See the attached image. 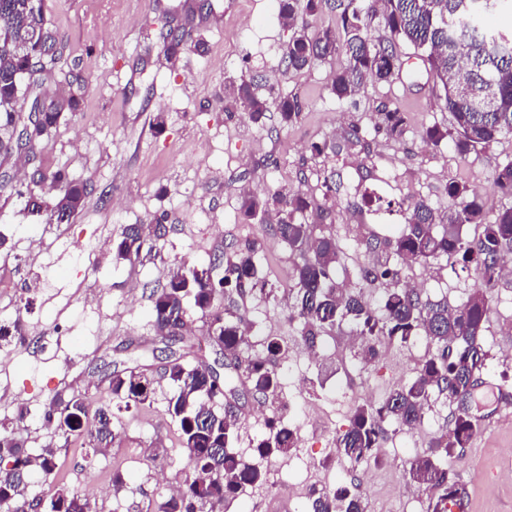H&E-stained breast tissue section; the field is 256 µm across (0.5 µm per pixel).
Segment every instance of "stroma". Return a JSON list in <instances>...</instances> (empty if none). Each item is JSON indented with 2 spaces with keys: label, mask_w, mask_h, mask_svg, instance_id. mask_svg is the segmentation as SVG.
<instances>
[{
  "label": "stroma",
  "mask_w": 512,
  "mask_h": 512,
  "mask_svg": "<svg viewBox=\"0 0 512 512\" xmlns=\"http://www.w3.org/2000/svg\"><path fill=\"white\" fill-rule=\"evenodd\" d=\"M211 2L212 11L199 15L190 10L192 0H45L46 16L66 43L62 68L84 81L85 93L80 111L66 115L45 138L39 160L14 157L0 164L13 183L0 190V235L7 240L0 248V325L18 323L24 332L0 341V421L27 448H57L54 472L32 473L33 493L59 485L91 492L97 512H156L187 468L177 448L178 425L166 411L172 388L162 376L164 343L152 326L150 291L174 267H205L225 246L259 239L269 293L234 303V314L251 324L239 358L262 353L270 338L287 345L288 355L277 365L280 398L271 406L254 400L242 372H235L234 450L257 460L255 444L274 413L294 431L297 446L289 455L261 460L266 484L246 488L226 512H306L312 488L353 477L370 512H427L426 491L400 494L396 488L412 460L446 432L448 405L433 404L415 431L389 433L380 462L354 471L334 447L357 404L379 401L415 376L426 343L383 345L378 359L365 364L354 360L340 330L323 337L316 357H309L289 320L293 256L274 225L244 220L240 204L244 194L287 187L304 190L314 203L330 202L332 230L353 269L370 261L364 238L396 236L404 221L396 211H369L365 193L422 199L444 212L454 206L447 186L458 180L481 188L487 212L511 204L492 175L512 160V135L466 158L449 142L427 147L422 131L449 127L451 116L413 46L397 45L405 63L398 79L366 86L356 102H341L330 91L339 60L299 72L281 65L291 31L277 0ZM168 22L181 28L186 42L173 58L159 39ZM200 38L207 44L203 54L193 48ZM249 75L259 78L260 95H298V121L281 126L274 111L258 123L245 112L226 116L230 81ZM385 103L409 114L401 140L374 131ZM160 113L166 124L158 131L152 120ZM354 126L367 147L345 146L344 135ZM314 143L327 144V151L311 154ZM38 165L65 168L92 185L72 221L25 213L13 187L28 183ZM328 176L336 183L329 200L323 187ZM156 215L164 218L165 239L145 244L133 260L114 261L112 243L123 228ZM402 278L418 281L431 297H447L452 306L465 301L474 284L471 272L442 260L403 270ZM486 343L492 358L478 396L488 406L492 388L512 391V278L491 293ZM136 365L154 378L152 402L120 413L112 443L94 463L86 462L80 441L45 427L43 413L56 392L83 395L98 408L110 400L112 371ZM152 450L157 460H149ZM448 466L458 482L477 483L475 512H512V405L487 417ZM116 474L124 483L117 494Z\"/></svg>",
  "instance_id": "obj_1"
}]
</instances>
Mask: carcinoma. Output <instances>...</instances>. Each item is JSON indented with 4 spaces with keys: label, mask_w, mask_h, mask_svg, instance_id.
I'll list each match as a JSON object with an SVG mask.
<instances>
[{
    "label": "carcinoma",
    "mask_w": 512,
    "mask_h": 512,
    "mask_svg": "<svg viewBox=\"0 0 512 512\" xmlns=\"http://www.w3.org/2000/svg\"><path fill=\"white\" fill-rule=\"evenodd\" d=\"M297 0H280V17L292 31L282 61L293 71H302L337 56L345 58L333 74L331 91L339 100H354L369 84L390 83L399 76L396 45L409 43L420 52L426 71L439 89V98L452 117L451 127H428L424 143L437 147L452 141L466 158L489 148L504 135L512 134V32L493 30L487 19L504 17L512 24V0H306L305 14L315 18L324 8L336 12V26L313 29L297 21ZM378 17L389 36L374 40L369 27ZM170 54L183 47L184 37L173 29L160 33ZM63 39L48 21L44 0H0V157L15 152L18 112L25 98L53 74L62 58ZM76 90L60 98L35 95L41 117L28 137L32 152L57 128L66 112L81 109L83 87L78 78L68 81ZM288 126L303 111L296 95L273 100L257 94L249 81H241L226 99L228 114L247 112L258 121L270 107ZM380 130L387 138L400 140L407 130V113L396 106L381 105ZM40 179L54 194L19 189L25 209L32 217L72 218L84 208L91 193L88 184L69 178L63 168L45 170ZM498 191L512 197V161L494 169ZM454 208L441 213L423 200L402 198L397 206L404 226L397 236L368 241L366 249L382 260L357 270V278L368 284L386 285L377 307L363 301L360 293L336 279L342 252L330 232H316L309 222L313 200L300 190L276 191L264 197L249 195L242 200L245 219L261 218L276 225L282 242L296 259L294 281L288 288L293 303L289 318L299 325L301 339L310 345L334 332L343 323L361 336L356 356L365 363L379 357L386 344L405 346L424 340L430 348L415 377L391 388L379 402L361 403L351 415L347 430L336 436V452L356 464L378 462L391 427L420 426L434 399L455 406L451 428L435 438L428 449L411 463L409 482L430 493V512H447L448 497L458 484L448 469V459L464 448L478 430V420L460 403L469 399L490 360L485 332L490 293L499 282L506 254L512 252V206L499 208L487 217L479 189L465 183H448ZM163 217L147 224H130L113 244L116 260L139 255L142 242L166 235ZM482 228L478 237L463 236V227ZM261 244L246 240L232 247V255L216 254L212 263L224 267V279L214 282L203 268L178 266L166 283L152 290L153 326L167 340L168 361L164 377L175 388L167 401L168 414L179 423L181 450L191 474L166 499L158 512H203L206 506L224 505L247 487L265 484L261 463L246 464L233 449L237 418L231 398L237 386L229 374L205 363L190 364L174 345L183 342V331L199 315L207 332L224 356L238 370L237 354L245 344L247 325L224 307V298L263 295L267 283L259 275L257 257ZM445 259L450 267L460 264L474 269L477 282L467 299L448 306L445 297L433 299L424 290L400 283L401 270L415 264ZM285 349L276 339L266 342L263 354L245 366L249 392L259 402H273L280 389L277 362ZM154 380L138 367L115 370L108 389L117 408L139 407L154 394ZM116 414L108 406L89 416L83 397L58 392L44 412V420L64 436L84 433L88 448L97 454L115 437ZM268 436L256 444L263 459L287 454L295 448L293 432L275 414L266 421ZM57 449L47 446L32 451L9 427L0 424V499L11 500L14 512H42L43 499L28 496L29 475L40 470L49 475L55 468ZM51 509L90 512V497L66 487L55 490ZM310 512H367V503L355 480L334 489L311 492Z\"/></svg>",
    "instance_id": "cac0c4a2"
}]
</instances>
